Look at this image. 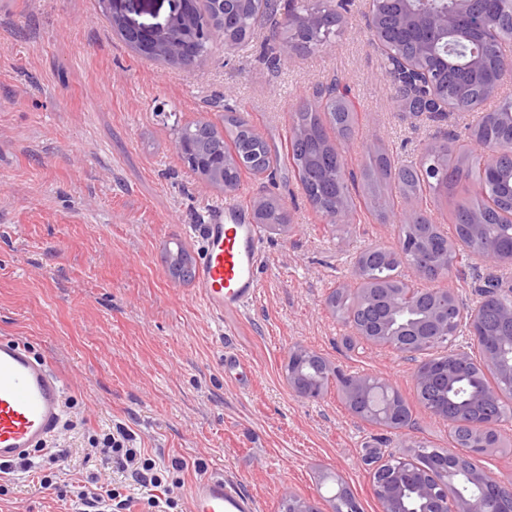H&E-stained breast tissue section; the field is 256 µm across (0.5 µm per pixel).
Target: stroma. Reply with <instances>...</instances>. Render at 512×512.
<instances>
[{
  "mask_svg": "<svg viewBox=\"0 0 512 512\" xmlns=\"http://www.w3.org/2000/svg\"><path fill=\"white\" fill-rule=\"evenodd\" d=\"M368 11L369 0H351L328 45L279 64L269 62L268 30L259 27L231 51L216 39L185 69L131 49L98 0H0V337L28 342L68 382L63 425L32 456L46 469L65 451L56 487L13 468L0 478V512H78L71 485L92 474L124 482L98 447L119 424L169 469L174 496L186 499L199 461L234 477L259 512H281L287 491L330 512L336 475L361 512H380L371 458L423 443L447 448V421L417 400L414 363L352 338L326 304L364 246L395 242L404 199L393 218L360 207L353 223L331 224L289 168L271 180L242 173L227 193L203 188L176 147V125L223 124L230 103L283 152L291 113L336 78L351 90L359 125L348 138L327 135L350 169L378 147L417 162L429 141L465 135L472 113L408 110L383 77ZM478 191L472 180L448 192L427 187L418 208L449 230L455 205ZM270 198L290 224L261 228L256 298L209 313L192 283L172 276L175 253H197L212 210L252 214ZM491 275L512 283V266L473 257L448 284L473 307ZM296 347L344 373L388 378L412 426L386 430L352 416L334 384L320 399L298 397L285 377ZM228 352L239 367L225 368ZM175 460L185 468L172 470Z\"/></svg>",
  "mask_w": 512,
  "mask_h": 512,
  "instance_id": "obj_1",
  "label": "stroma"
}]
</instances>
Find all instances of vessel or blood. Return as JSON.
Instances as JSON below:
<instances>
[{
	"label": "vessel or blood",
	"mask_w": 512,
	"mask_h": 512,
	"mask_svg": "<svg viewBox=\"0 0 512 512\" xmlns=\"http://www.w3.org/2000/svg\"><path fill=\"white\" fill-rule=\"evenodd\" d=\"M259 251V229L238 209L218 212L203 225L193 283L209 312L238 309L255 298ZM66 391L65 380L46 358L21 340L0 338V467L47 448L60 430ZM188 512H257V508L232 480L210 473L191 485Z\"/></svg>",
	"instance_id": "obj_1"
}]
</instances>
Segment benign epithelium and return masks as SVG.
Here are the masks:
<instances>
[{
  "label": "benign epithelium",
  "instance_id": "7a95c632",
  "mask_svg": "<svg viewBox=\"0 0 512 512\" xmlns=\"http://www.w3.org/2000/svg\"><path fill=\"white\" fill-rule=\"evenodd\" d=\"M140 0H108L112 10V23L119 24L138 48H147L152 54L163 57L181 67L185 66L186 44L170 37L172 25L183 18L193 0H170L172 11L163 24L145 25L135 22L131 14ZM239 0H224V45H235L231 34L236 28V4ZM322 0H311L310 7L288 13V38L278 45L279 58L286 61L310 47L309 33L324 28L327 12ZM485 0H380V8L368 19V29L374 43L394 60V67L387 77L402 89L412 112H438L442 115L473 102L472 89L458 79L459 72L467 70L479 74L487 54L469 49L478 42L488 45L498 41L502 34L497 19L483 13L479 29H474L472 19L476 5ZM396 28L407 31H425L435 39L409 50L390 41L387 33ZM493 121L506 128L508 137L495 142L497 154L506 153L512 159V112H496ZM427 170L422 178L441 182L442 173L448 168V150L441 141H432L424 148ZM407 204V223L418 230L425 240L434 234L435 225L415 212L411 201ZM352 212L347 202L336 203L325 217L331 223L350 222ZM375 249L365 248L356 259L351 277L336 285V292L352 299L346 321L352 334L368 336L373 344L385 345L399 354L414 359L418 354L441 344L448 337V323L473 325L482 319L479 307H464L452 288H416L404 283L402 288H375L362 276V256ZM386 250L397 253L401 264L423 282L448 279V265L442 262L431 265L424 261L412 238L399 233L393 245ZM506 353H488L483 356L481 367L490 366L500 373V380L479 387L480 397L497 408L505 405L512 396V336L502 338ZM448 365L465 368L475 359L465 350L450 351L444 355ZM320 378L304 376L293 364H288V385L300 397L317 400L323 394L325 379L338 373L329 362H319ZM414 383L418 390L439 384L448 386V378L439 377L435 365L421 363L416 366ZM373 389L372 377L348 376L344 393L350 413L356 417L364 414L362 407ZM377 424L391 429H402L408 419L404 409L394 401L387 402L374 412ZM464 481L480 487V492L470 496H451L448 486L454 481ZM372 484L381 512H411L406 498L413 497L421 505L419 512H494L489 503L498 500L501 512H512V478L487 479L486 474L471 457L463 463H450L444 457L439 462L424 467L408 455L390 454L379 459L372 470ZM288 512H321L309 499L285 494Z\"/></svg>",
  "mask_w": 512,
  "mask_h": 512
}]
</instances>
